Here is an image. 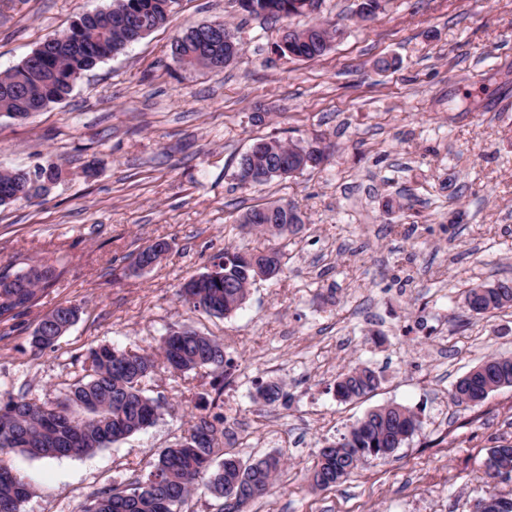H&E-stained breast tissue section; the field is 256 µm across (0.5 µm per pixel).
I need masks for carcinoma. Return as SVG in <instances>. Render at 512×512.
Here are the masks:
<instances>
[{"label":"carcinoma","instance_id":"carcinoma-1","mask_svg":"<svg viewBox=\"0 0 512 512\" xmlns=\"http://www.w3.org/2000/svg\"><path fill=\"white\" fill-rule=\"evenodd\" d=\"M254 15L288 19L306 14V0H254ZM174 0H113L108 17H85L82 25L60 34L61 40L36 61L24 59L0 76V85L18 88L46 103L64 99L76 80L103 59L118 52L145 34L164 25ZM190 28L175 38L173 59L186 67L221 70L233 55L219 43L211 47L210 59L196 55ZM334 31L315 23L301 31H291L292 51L312 60L327 50ZM26 102L15 93L0 94V113L14 118L24 114ZM309 148L285 145L277 139H262L242 156L238 168L256 169L263 185L274 178H284L292 171L308 167ZM29 172L1 171L0 186L8 185L21 193L16 201L30 202L39 194L29 183ZM241 223L271 236H280L284 225L302 223L299 213L288 204L266 205L248 210ZM246 254L224 251V260L206 274L182 283L179 296L190 306L211 316H225L246 301L257 272L246 268ZM30 288L17 297L0 299V318L20 315L36 304L48 283L29 282ZM512 307V281L499 280L495 287L473 283L464 294V312L482 315ZM80 307L59 305L49 317H41L30 338L32 349L43 352L54 346L73 326ZM492 356L485 361V372L470 382L458 381L454 401L467 407L477 406L478 394L485 387L506 379L512 383V367L503 371ZM224 342L190 328L170 331L150 351L119 349L108 345L91 347L84 364L90 374L71 384L64 399L56 403H37L24 397L0 401V457L19 452L31 458H58L92 454L153 425L166 402L149 397L142 387L143 378L163 366L173 374H185L200 368L214 373L211 388L214 401L224 395V365L228 364ZM362 371L353 366L339 375L336 396L350 402L368 396L377 389L374 377H358ZM283 397L276 382L257 388L254 402L274 405ZM421 427L418 416L409 409L398 415L390 412L379 418L361 419L342 439L323 445L308 473L314 489L336 487L368 459H386L396 450L394 441L404 443ZM285 465L280 455H265L252 461L242 460L224 447V416L200 413L193 416L189 433L179 443L163 449L148 462L149 471L140 475L125 490L108 489L98 493L82 512H175L197 491L210 495L215 512H246L250 503L269 495ZM482 469L488 482L512 480V445L500 444L487 451ZM31 494V486L17 476L13 468L0 462V512H19V506Z\"/></svg>","mask_w":512,"mask_h":512}]
</instances>
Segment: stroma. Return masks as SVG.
<instances>
[{"label":"stroma","mask_w":512,"mask_h":512,"mask_svg":"<svg viewBox=\"0 0 512 512\" xmlns=\"http://www.w3.org/2000/svg\"><path fill=\"white\" fill-rule=\"evenodd\" d=\"M112 0H0V73L84 12ZM359 0H323L318 16H247L236 0H177L166 26L79 79L63 101L20 121L0 114V170L55 164L46 196L0 207V266L46 261L56 285L0 321V398H61L87 350H151L187 326L223 340L224 379L242 459L281 453L287 466L251 512H472L488 488L481 463L512 443V386L474 408L456 381L488 356L512 357V308L464 316V288L512 279V0H385L360 20ZM342 35L323 56L277 53L286 29L316 19ZM230 23L241 55L220 71L182 68L171 44L187 27ZM320 141L324 163L257 188L234 178L259 139ZM270 202L296 207L298 233H251L241 216ZM169 252L139 270L155 240ZM279 244L284 272L258 279L226 317L194 310L181 283L225 250ZM80 306L47 351L39 318ZM382 378L339 401L351 364ZM209 370H156L145 393L168 408L157 423L84 457L5 461L33 492L20 512H80L101 490L126 488L151 456L186 435L211 401ZM285 397L257 405L260 384ZM408 407L422 426L389 459L311 489L307 468L372 408Z\"/></svg>","instance_id":"stroma-1"}]
</instances>
